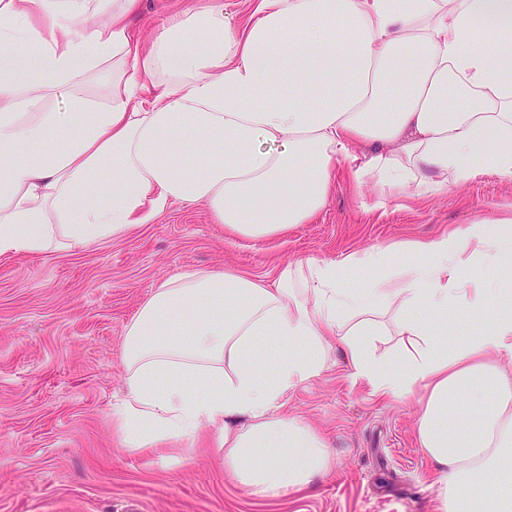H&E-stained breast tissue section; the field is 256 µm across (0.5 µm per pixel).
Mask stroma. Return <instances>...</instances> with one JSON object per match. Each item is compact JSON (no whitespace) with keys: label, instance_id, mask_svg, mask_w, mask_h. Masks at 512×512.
I'll use <instances>...</instances> for the list:
<instances>
[{"label":"stroma","instance_id":"obj_1","mask_svg":"<svg viewBox=\"0 0 512 512\" xmlns=\"http://www.w3.org/2000/svg\"><path fill=\"white\" fill-rule=\"evenodd\" d=\"M373 196L337 178L311 223L263 240L226 233L205 205L178 204L119 240L1 258L0 512H438L416 402L352 382L336 349L280 409L322 433L336 464L305 490L248 496L225 472L214 431L151 456L124 448L113 421L125 395L124 327L164 281L227 267L269 281L286 263L512 215V188L490 174L382 208Z\"/></svg>","mask_w":512,"mask_h":512}]
</instances>
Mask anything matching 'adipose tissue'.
I'll return each mask as SVG.
<instances>
[{"instance_id": "ef3b65f1", "label": "adipose tissue", "mask_w": 512, "mask_h": 512, "mask_svg": "<svg viewBox=\"0 0 512 512\" xmlns=\"http://www.w3.org/2000/svg\"><path fill=\"white\" fill-rule=\"evenodd\" d=\"M140 7L0 0V256L119 239L177 203L238 237L280 236L315 219L340 172L379 207L484 174L512 186V0H252L243 18L203 0L148 41ZM395 254L412 262L386 274ZM362 265L382 271L367 288L349 279ZM479 266L512 283V220L288 263L269 284L227 269L167 280L122 339L124 447L208 428L251 495L312 486L333 470L326 441L278 409L335 346L353 381L416 397L441 512H512V311L452 351L410 314L482 315ZM392 332L398 373L369 348ZM259 336L304 351L262 378Z\"/></svg>"}]
</instances>
